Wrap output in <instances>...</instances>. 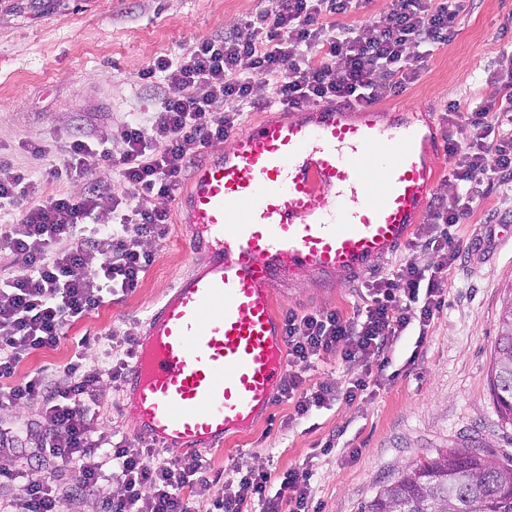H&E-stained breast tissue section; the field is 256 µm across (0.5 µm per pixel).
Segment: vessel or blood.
Listing matches in <instances>:
<instances>
[{
  "label": "vessel or blood",
  "instance_id": "obj_1",
  "mask_svg": "<svg viewBox=\"0 0 512 512\" xmlns=\"http://www.w3.org/2000/svg\"><path fill=\"white\" fill-rule=\"evenodd\" d=\"M431 150L406 113L328 104L258 119L198 164L179 208L207 260L145 322L152 351L124 378L135 434L184 454L252 428L285 372L275 285L347 280L396 252L434 194Z\"/></svg>",
  "mask_w": 512,
  "mask_h": 512
}]
</instances>
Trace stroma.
<instances>
[{
	"label": "stroma",
	"instance_id": "35a3bbf8",
	"mask_svg": "<svg viewBox=\"0 0 512 512\" xmlns=\"http://www.w3.org/2000/svg\"><path fill=\"white\" fill-rule=\"evenodd\" d=\"M260 0H0V157L21 168L39 166L30 141L54 145L55 163L72 135L95 141L134 113L158 107L155 92L137 79L160 56L256 19ZM512 71V0H473L448 42L436 48L418 79L380 111L439 113L443 104L501 96L500 78ZM170 229L147 242L155 262L134 293L106 302L76 322L52 350L26 359L27 375L66 364L85 336L142 334L152 306L179 275L201 267L190 252L191 230L169 202ZM457 259L448 276V305L429 331L422 353L414 333L402 336L382 372L377 398H339L305 417L291 403L274 402L250 431L198 453L210 478L237 463L265 466L272 479L312 467L319 512H360L389 479L416 460L474 442L490 457L512 456V426H501L491 370L503 290L512 283V192L484 189L480 207L451 230ZM360 280L328 286L317 279L278 294L279 312L351 310ZM330 454H321L325 442Z\"/></svg>",
	"mask_w": 512,
	"mask_h": 512
}]
</instances>
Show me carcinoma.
Segmentation results:
<instances>
[{"label":"carcinoma","instance_id":"carcinoma-1","mask_svg":"<svg viewBox=\"0 0 512 512\" xmlns=\"http://www.w3.org/2000/svg\"><path fill=\"white\" fill-rule=\"evenodd\" d=\"M491 389L512 425V293L499 318ZM361 512H512V464L480 448H450L411 464L368 500Z\"/></svg>","mask_w":512,"mask_h":512}]
</instances>
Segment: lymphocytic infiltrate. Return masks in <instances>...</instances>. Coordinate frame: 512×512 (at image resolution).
I'll use <instances>...</instances> for the list:
<instances>
[{
    "mask_svg": "<svg viewBox=\"0 0 512 512\" xmlns=\"http://www.w3.org/2000/svg\"><path fill=\"white\" fill-rule=\"evenodd\" d=\"M367 0H265L259 22H244L224 35L199 40L174 57L142 69L140 82L171 88L156 111L126 121L112 152L104 142L76 136L64 146L63 165L22 169L0 158V213L18 211L0 225V242L15 270L0 274V409L42 402L40 420L18 419L0 428V450L35 444L48 471L28 476L0 469V512H72L76 497L95 495L99 512H192L206 500L209 512H317L312 469L286 471L278 489L264 468L235 464L223 484L208 477L193 457L160 458L135 436L114 438L99 426L104 386H120L137 338L123 332L84 340L64 366L18 377L31 355L56 348L69 327L103 306L108 297L134 292L154 262L144 239L167 232V204L185 171L204 150L227 140L246 112L277 106L374 103L413 83L434 45L445 43L470 0H390L372 21L335 25L329 16H352ZM444 119L468 132L466 146L449 143L453 194H434L411 242L420 252H440L438 264L400 259L393 269L362 284L351 312L337 309L284 319L288 373L281 396L296 415L376 396L389 352L410 329L417 344L442 313L448 272L456 255L446 251L451 228L477 207L483 184L512 186V95L471 99L466 109L446 105ZM107 161L123 184L64 193L35 202L43 181L80 180ZM110 207H103V200ZM360 366L345 393L308 373L327 355ZM76 473L75 489L62 492L54 471ZM119 490L102 494L109 483Z\"/></svg>",
    "mask_w": 512,
    "mask_h": 512,
    "instance_id": "1",
    "label": "lymphocytic infiltrate"
}]
</instances>
